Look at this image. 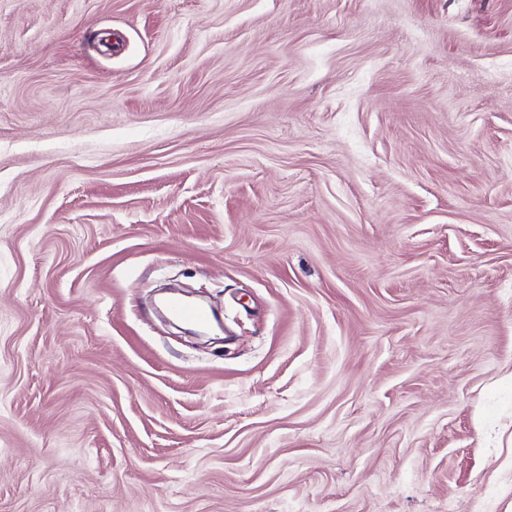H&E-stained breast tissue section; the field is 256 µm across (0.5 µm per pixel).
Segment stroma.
<instances>
[{"label":"stroma","instance_id":"1","mask_svg":"<svg viewBox=\"0 0 512 512\" xmlns=\"http://www.w3.org/2000/svg\"><path fill=\"white\" fill-rule=\"evenodd\" d=\"M0 512H512V0H0ZM168 308L172 316L181 321L200 326H204L209 322V315L205 309L187 305L178 298L170 299Z\"/></svg>","mask_w":512,"mask_h":512}]
</instances>
